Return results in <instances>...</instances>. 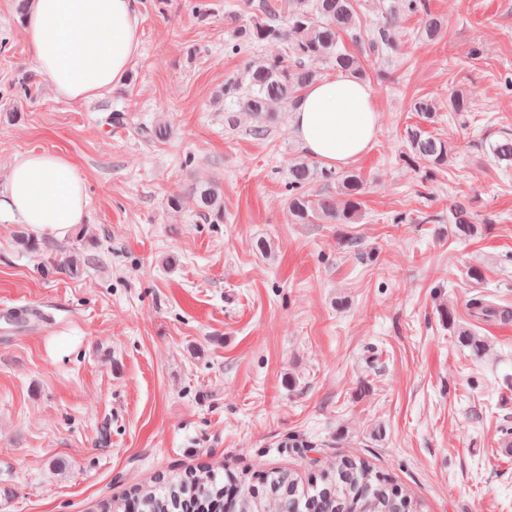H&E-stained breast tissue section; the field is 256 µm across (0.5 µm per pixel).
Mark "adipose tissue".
I'll return each mask as SVG.
<instances>
[{
	"label": "adipose tissue",
	"mask_w": 512,
	"mask_h": 512,
	"mask_svg": "<svg viewBox=\"0 0 512 512\" xmlns=\"http://www.w3.org/2000/svg\"><path fill=\"white\" fill-rule=\"evenodd\" d=\"M31 58L68 100L87 99L118 82L139 45L137 0H31L26 17ZM370 85L343 73L306 88L292 110L303 151L330 168L357 160L379 130ZM85 184L66 157L15 159L0 184V213L37 237L62 239L85 216Z\"/></svg>",
	"instance_id": "obj_1"
}]
</instances>
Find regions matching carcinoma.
Wrapping results in <instances>:
<instances>
[{"label": "carcinoma", "mask_w": 512, "mask_h": 512, "mask_svg": "<svg viewBox=\"0 0 512 512\" xmlns=\"http://www.w3.org/2000/svg\"><path fill=\"white\" fill-rule=\"evenodd\" d=\"M357 0H260L255 8L260 13L247 26L238 29L237 38L250 45L267 42L283 44V52L275 58H257L244 75L224 84V98L235 100L249 112L255 125L251 133L259 138L268 134L277 118V108L290 106L298 93L320 81L313 67L327 60L338 72L363 76L360 55L339 48L342 35L364 44L371 53L393 47L389 29L383 25L363 40L357 35L359 14ZM422 15V35L430 43L441 38L444 23L432 13L426 0H398L395 14ZM411 110L432 123L436 116L432 100L420 97L412 101ZM413 162L422 161L435 168L448 164L451 147L448 142L424 129L421 124L405 128ZM489 152L498 166L512 168V136L489 144ZM322 181L336 185V194L311 193L310 185ZM363 181L355 171L336 172L320 169L309 162H297L288 172V212L296 224H312L329 220L353 224L360 209ZM199 207L211 222L224 219V207L213 186L197 190ZM455 233L469 237L474 232L471 213L458 205L452 213ZM469 310L477 321L507 320L512 312L479 295L470 299ZM457 336L476 358L488 350L487 341L465 327ZM234 512H419L417 503L404 497L391 481L376 471L366 460L341 458L323 472L321 484H305L291 470L270 472L262 487L238 497ZM99 512H224V475L208 465L189 468L160 479L156 485L137 486L123 502L105 501Z\"/></svg>", "instance_id": "cac0c4a2"}]
</instances>
